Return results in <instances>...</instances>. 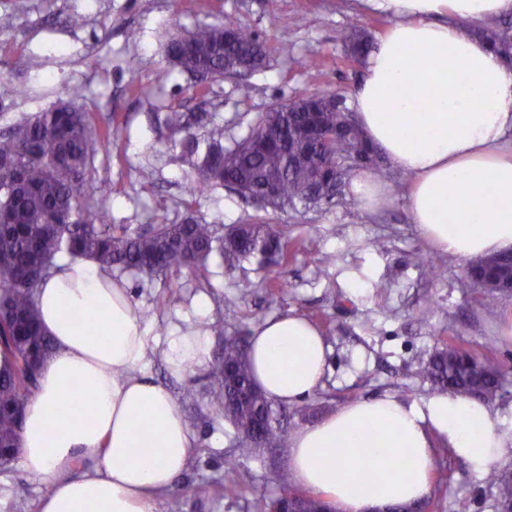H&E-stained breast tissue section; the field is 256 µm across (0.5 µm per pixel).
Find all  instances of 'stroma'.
<instances>
[{
    "instance_id": "1",
    "label": "stroma",
    "mask_w": 512,
    "mask_h": 512,
    "mask_svg": "<svg viewBox=\"0 0 512 512\" xmlns=\"http://www.w3.org/2000/svg\"><path fill=\"white\" fill-rule=\"evenodd\" d=\"M82 16L75 27L69 18ZM231 17L267 46L264 66L241 80L197 82L172 69L167 35ZM379 35L387 17L362 12L358 0H0V134L22 118L74 101L94 122L112 127L109 151L98 153L89 185L109 224L147 229L195 218L224 234L234 224L281 225L298 246L287 263L228 265L213 257L207 272L169 270L147 276L113 269L144 319L153 349L149 371L176 399L196 434L186 474L162 496L157 512H263L279 493L276 474L285 448H243L210 405L211 373L226 342L296 311L321 330L332 348L322 389L305 400L318 419L355 398L393 393L425 400L433 392L417 372L439 341L454 337L505 366L493 403L512 426V338L503 334L512 299L481 309L462 287V263L431 249L412 224L404 196L369 211L349 191L322 208L259 209L224 187L189 195L191 170L169 143L162 119L177 109L202 115L200 142L218 135L224 147L244 136L261 112L297 97L332 92L350 102L362 65L343 41L346 25ZM138 33L129 41L128 30ZM41 61L39 69L24 65ZM422 253L440 265L429 278L414 261ZM287 287L271 294L267 283ZM222 324L208 333L209 358L185 375L172 373L161 351L168 338ZM249 482L238 497L214 494L217 484ZM427 495L432 512H493L483 473L437 446ZM45 485L19 465L0 466V512H37Z\"/></svg>"
}]
</instances>
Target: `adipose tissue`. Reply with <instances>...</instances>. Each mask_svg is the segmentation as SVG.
I'll list each match as a JSON object with an SVG mask.
<instances>
[{
	"instance_id": "ef3b65f1",
	"label": "adipose tissue",
	"mask_w": 512,
	"mask_h": 512,
	"mask_svg": "<svg viewBox=\"0 0 512 512\" xmlns=\"http://www.w3.org/2000/svg\"><path fill=\"white\" fill-rule=\"evenodd\" d=\"M392 19L350 106L366 140L409 180L406 205L433 249L467 263L512 250V68L465 29L512 14V0H366ZM52 349L26 403L20 463L47 487L39 512H156L185 471L191 429L148 370L143 321L127 288L90 259H68L37 297ZM331 352L304 315L259 324L248 341L256 384L289 405L323 385ZM177 374L202 366L199 334L169 337ZM478 472L512 432L487 405L435 395L357 399L296 431L293 482L336 512L426 498L434 444Z\"/></svg>"
}]
</instances>
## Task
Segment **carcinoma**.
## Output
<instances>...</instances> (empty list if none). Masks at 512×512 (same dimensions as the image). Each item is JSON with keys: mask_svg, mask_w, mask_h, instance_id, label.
I'll return each mask as SVG.
<instances>
[{"mask_svg": "<svg viewBox=\"0 0 512 512\" xmlns=\"http://www.w3.org/2000/svg\"><path fill=\"white\" fill-rule=\"evenodd\" d=\"M469 31L512 63L509 30L471 24ZM344 39L358 58L371 45L368 33L354 25L346 28ZM265 57V43L229 18L220 25L177 31L166 44L172 68L204 81L238 79L239 68L259 67ZM199 122L200 118L174 109L163 118L172 143L181 144L192 170L188 193L217 185L234 192L238 184L274 180L278 194L263 206L265 210L329 204L332 197L310 193L320 176L348 162L358 166L375 157L358 125L337 131L339 112L330 103L314 116L298 104L288 112L273 107L227 150L218 143L200 149L194 133ZM111 144L112 130L98 129L89 113L70 102L24 118L0 135V356L10 364L0 373V451L19 445V409L36 388L51 349L39 326L36 299L59 256L90 259L106 270L120 267L145 274L173 267L201 274L215 253L229 264L270 252L277 261H288V241L276 224H239L225 237L217 235L213 225L193 218L181 224H152L146 231L108 224L105 209L83 188L91 161ZM491 264L512 266V252L472 264L465 272V285L481 290L479 305L485 310L505 300L500 291L478 282ZM227 356L239 360L238 377L226 380L216 368L211 406L225 413L239 440L254 438L263 448L287 446L292 433L273 420L270 399L261 393L246 402L236 400L242 382L252 376L246 356L232 348ZM420 374L436 395L470 394L475 374L486 403L495 399L505 381L499 362L469 353L455 338L435 348L420 364ZM485 483L496 512L512 507L511 469H490Z\"/></svg>", "mask_w": 512, "mask_h": 512, "instance_id": "carcinoma-1", "label": "carcinoma"}]
</instances>
